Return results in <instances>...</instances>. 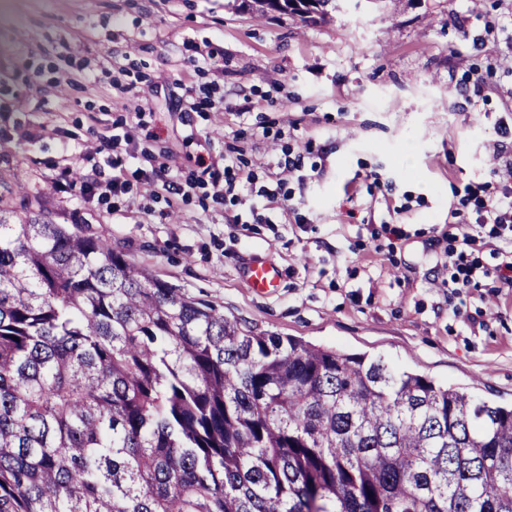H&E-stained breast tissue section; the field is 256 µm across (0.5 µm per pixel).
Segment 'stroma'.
Listing matches in <instances>:
<instances>
[{"instance_id": "stroma-1", "label": "stroma", "mask_w": 512, "mask_h": 512, "mask_svg": "<svg viewBox=\"0 0 512 512\" xmlns=\"http://www.w3.org/2000/svg\"><path fill=\"white\" fill-rule=\"evenodd\" d=\"M241 2L0 0V196L257 330L512 404L500 242L466 252L491 271L479 287L448 286L454 209L475 222L466 186L512 162L494 153L512 133V0H333L325 23L257 19ZM172 98L200 109L182 118ZM102 135L124 162H93L127 191L57 188ZM288 153L304 176L282 185ZM226 156L275 190L269 223H255L256 197H214L203 164ZM154 175L183 193L151 190ZM256 261L278 269L272 292L249 288Z\"/></svg>"}]
</instances>
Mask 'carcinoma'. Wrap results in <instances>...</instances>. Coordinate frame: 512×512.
I'll return each instance as SVG.
<instances>
[{"instance_id":"obj_1","label":"carcinoma","mask_w":512,"mask_h":512,"mask_svg":"<svg viewBox=\"0 0 512 512\" xmlns=\"http://www.w3.org/2000/svg\"><path fill=\"white\" fill-rule=\"evenodd\" d=\"M0 512H512V407L257 331L0 202Z\"/></svg>"}]
</instances>
